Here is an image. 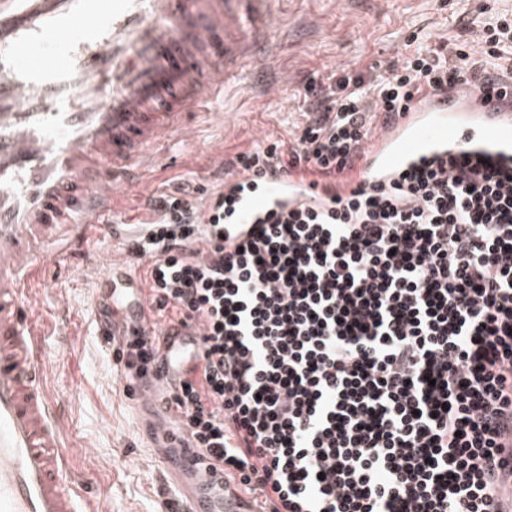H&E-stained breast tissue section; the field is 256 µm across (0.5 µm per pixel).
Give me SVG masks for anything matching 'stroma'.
<instances>
[{"label": "stroma", "mask_w": 512, "mask_h": 512, "mask_svg": "<svg viewBox=\"0 0 512 512\" xmlns=\"http://www.w3.org/2000/svg\"><path fill=\"white\" fill-rule=\"evenodd\" d=\"M502 7V0H381L377 5H336L334 0H280L273 40L278 53L261 82L243 79L194 117L196 136L177 142L152 165L139 186L119 190L129 221L142 213V194L167 179L192 175L201 186L216 182L225 154L267 137L286 136L301 119L296 95L304 75L341 69L367 76L403 51L417 28L431 44L455 39L457 18L472 6ZM292 78L279 96L265 84L282 69ZM106 229H98L84 249L63 256L49 252L34 272L32 298L44 331L43 383L59 403L69 444V469L99 512H154L159 497L177 498L147 440L134 398L116 372L112 342L98 329L99 259L120 253Z\"/></svg>", "instance_id": "stroma-1"}]
</instances>
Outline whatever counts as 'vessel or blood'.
<instances>
[{
    "mask_svg": "<svg viewBox=\"0 0 512 512\" xmlns=\"http://www.w3.org/2000/svg\"><path fill=\"white\" fill-rule=\"evenodd\" d=\"M278 0H0V512H95L80 500L67 449L41 374L44 343L29 300L33 266L60 226L88 240L111 216L105 201L137 184L175 139L189 140L183 111L259 75L272 58ZM491 149L512 163V103L487 106L477 92L426 98L368 146L370 181L443 151ZM300 185L266 181L236 212L255 222L268 206L300 195ZM126 297L112 333L149 317L146 291L125 261L101 280ZM161 365L134 386L156 413L162 469L186 512H252L228 489L215 461L186 447L171 388L195 329L165 325Z\"/></svg>",
    "mask_w": 512,
    "mask_h": 512,
    "instance_id": "obj_1",
    "label": "vessel or blood"
}]
</instances>
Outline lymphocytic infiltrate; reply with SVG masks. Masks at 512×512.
Returning <instances> with one entry per match:
<instances>
[{
  "label": "lymphocytic infiltrate",
  "mask_w": 512,
  "mask_h": 512,
  "mask_svg": "<svg viewBox=\"0 0 512 512\" xmlns=\"http://www.w3.org/2000/svg\"><path fill=\"white\" fill-rule=\"evenodd\" d=\"M512 97V11L411 34L371 79L301 82L302 118L144 197L122 243L151 319L200 327L174 399L187 445L254 512H512V169L448 155L386 185L366 144L425 96ZM329 194L224 245V177Z\"/></svg>",
  "instance_id": "1"
}]
</instances>
